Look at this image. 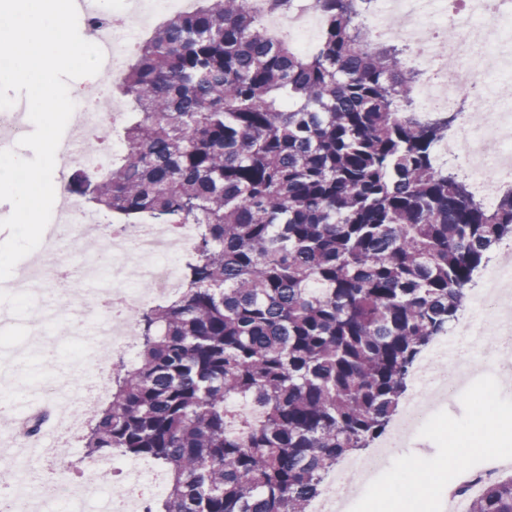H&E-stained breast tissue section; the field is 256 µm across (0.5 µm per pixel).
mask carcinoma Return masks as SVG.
I'll return each instance as SVG.
<instances>
[{"label": "carcinoma", "mask_w": 512, "mask_h": 512, "mask_svg": "<svg viewBox=\"0 0 512 512\" xmlns=\"http://www.w3.org/2000/svg\"><path fill=\"white\" fill-rule=\"evenodd\" d=\"M232 2L201 0L139 45L123 155L69 185L96 210L199 228L175 300L135 314V361L112 364L84 435L93 459L167 468L147 512H307L385 434L512 233V194L487 208L437 168L456 115H412L403 46L375 42L354 0H311L306 55ZM469 512H512V475Z\"/></svg>", "instance_id": "obj_1"}]
</instances>
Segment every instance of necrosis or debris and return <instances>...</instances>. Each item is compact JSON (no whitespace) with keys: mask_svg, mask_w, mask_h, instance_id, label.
<instances>
[{"mask_svg":"<svg viewBox=\"0 0 512 512\" xmlns=\"http://www.w3.org/2000/svg\"><path fill=\"white\" fill-rule=\"evenodd\" d=\"M196 0H114L111 13H103L93 0L85 5L88 17L105 27L99 38L104 52L103 67L120 76L127 48L138 37L131 29L135 19H149L171 11L189 12ZM381 41L401 40L412 50L406 62L417 73L412 88L415 108L422 114L457 112L459 122L452 136L438 149L440 161L455 163L480 201L493 206L503 187H512V5L502 0H466L464 10L452 11L448 0H372L364 17ZM496 152H489V143ZM101 216L75 206L61 212L57 224L45 236L43 248L59 255L64 245H77L82 236L95 230ZM98 254L84 257L76 277L95 281L92 290L79 297L81 318L73 333L87 338L103 332L116 351L134 346L136 326L132 311L148 301L163 299L178 286L180 252L194 242V227L186 225L180 239H171L165 225L129 224L119 235L106 238ZM136 266L141 287L131 286L125 276ZM463 336L476 337V362H458L447 373H434L437 360L455 351ZM512 347V266L495 265L475 289L469 311L439 343L414 375V386L397 417L393 440H401L420 424L426 413L442 398L462 390L470 378L500 363L506 348ZM100 379L79 384L77 393L65 406H54L50 417L56 428L73 430L101 400ZM381 461L380 455L349 459L315 500L313 512H345L349 494L357 481L367 480ZM96 468L122 470L123 479L111 489L90 491L88 485H74L71 479L50 484L35 483L32 466L0 469V512H49L56 502L67 512H87L91 500H100L97 512H144L134 490L145 488L161 495L166 485L152 467L135 459H100ZM512 471V454L504 453L477 473L464 474L449 486L446 512H468L469 501L483 491L486 481Z\"/></svg>","mask_w":512,"mask_h":512,"instance_id":"4bbe7bcc","label":"necrosis or debris"}]
</instances>
